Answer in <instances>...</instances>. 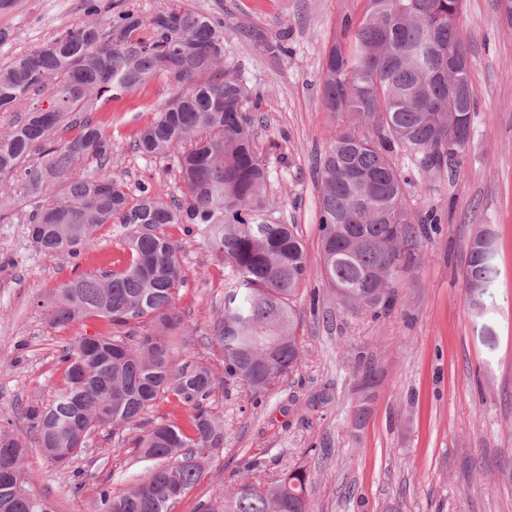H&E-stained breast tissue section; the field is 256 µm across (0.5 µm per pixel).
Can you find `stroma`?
Returning a JSON list of instances; mask_svg holds the SVG:
<instances>
[{"mask_svg": "<svg viewBox=\"0 0 512 512\" xmlns=\"http://www.w3.org/2000/svg\"><path fill=\"white\" fill-rule=\"evenodd\" d=\"M149 14L181 4L223 22L224 68L250 89L256 151L269 172L267 197L293 225L307 253L295 302L302 356L261 393L228 380L202 335L224 301L227 269L182 225L165 232L180 248L184 283L175 305L190 336L176 356L209 367L211 404L224 420V447L202 481L172 512H201L213 490L241 477L266 482L303 466L313 477V512H512V21L500 0H464L459 21L476 100L462 161L425 168L406 152L390 160L405 180L412 215L439 224L402 271L396 302L373 314L343 306L324 285L318 162L347 124L321 98L323 56L344 17L360 18L366 0H134ZM85 0H15L0 10V66L86 19ZM283 44L286 54L269 52ZM173 91L156 78L106 104L97 118L123 147L112 171L128 187L151 184L178 199L183 185L171 159L137 152L133 137ZM23 206L0 181V429L26 448L32 492L55 512H91L98 483L120 493L148 462L133 449L114 452L111 430L93 435L67 464L48 460L26 410L49 404L63 383V346L106 331L99 320L57 329L45 302L53 288L86 272L122 266L123 233L102 225L78 258L36 250ZM494 234L496 303L474 310L462 272L476 230ZM375 377L367 414L355 422L365 369ZM88 480L69 491L73 470Z\"/></svg>", "mask_w": 512, "mask_h": 512, "instance_id": "obj_1", "label": "stroma"}]
</instances>
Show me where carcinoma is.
Returning a JSON list of instances; mask_svg holds the SVG:
<instances>
[{"label":"carcinoma","instance_id":"cac0c4a2","mask_svg":"<svg viewBox=\"0 0 512 512\" xmlns=\"http://www.w3.org/2000/svg\"><path fill=\"white\" fill-rule=\"evenodd\" d=\"M462 8L463 0H367L362 19L344 18L343 40L324 55L323 103L352 123L336 131L319 164L321 264L325 286L349 308L390 305L401 271L415 260L420 224L438 222L431 213L418 224L403 207L404 181L391 150L426 167L465 152L474 110L469 68L453 73L465 98L448 96V40L466 51L458 34ZM85 14L82 25L0 67V112L25 103L0 135V179H9L25 205L28 234L41 253L77 258L104 224L125 233L127 265L59 284L47 303L50 325L97 318L146 329L108 331L96 345L80 337L63 347V386L28 416L55 463L84 453L104 428L141 429L132 445L153 467L120 495L98 485L94 512H171L224 448V421L210 405L211 370L173 355L183 326L175 307L183 275L180 250L162 228L181 224L224 258V307L206 336L227 379L255 392L300 360L293 302L307 255L293 225L276 218L268 202L247 90L224 74V25L180 5L149 15L121 9L105 20L88 0ZM153 77L166 78L174 92L133 147L173 159L184 183L177 201L144 183L130 193L112 173L121 143L93 119L104 102ZM72 128L76 136L59 137ZM83 158L96 161L94 175L77 168ZM477 243L476 236L469 243L462 278L467 286L484 282L489 300L496 270ZM163 395L189 411L188 427L147 420ZM25 453L17 437L0 431V512H55L30 492ZM311 486L310 472L296 467L268 484L217 488L204 512H311Z\"/></svg>","mask_w":512,"mask_h":512}]
</instances>
